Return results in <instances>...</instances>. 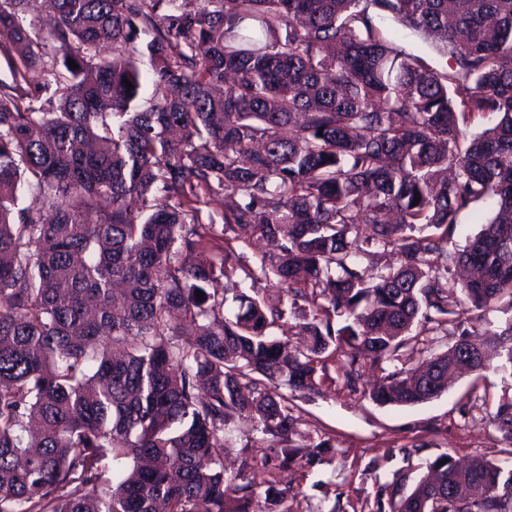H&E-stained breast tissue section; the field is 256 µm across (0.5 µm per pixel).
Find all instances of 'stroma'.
I'll use <instances>...</instances> for the list:
<instances>
[{
    "label": "stroma",
    "mask_w": 512,
    "mask_h": 512,
    "mask_svg": "<svg viewBox=\"0 0 512 512\" xmlns=\"http://www.w3.org/2000/svg\"><path fill=\"white\" fill-rule=\"evenodd\" d=\"M320 394L294 401V446L328 440L327 462L281 473L295 493L292 512H366L379 486L394 477L415 484L427 460L449 452L458 458L512 461V447L490 424L486 409L512 400V372L489 368L465 374L447 393L410 407H381L363 388H350L339 361L329 363Z\"/></svg>",
    "instance_id": "obj_1"
}]
</instances>
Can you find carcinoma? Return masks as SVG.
Instances as JSON below:
<instances>
[{
	"label": "carcinoma",
	"instance_id": "obj_1",
	"mask_svg": "<svg viewBox=\"0 0 512 512\" xmlns=\"http://www.w3.org/2000/svg\"><path fill=\"white\" fill-rule=\"evenodd\" d=\"M35 3L0 0V512H290L293 400L330 358L354 386L414 331L455 336L378 377L380 406L512 368V320L469 317L512 311V0ZM475 116L495 122L468 138ZM251 236L278 252L240 269L277 289L214 288ZM488 418L512 444V403ZM236 420L273 448L229 471ZM426 469L374 512H512V467ZM484 211V204L479 202L475 204L473 208H469L468 210L461 212L456 232L451 242L448 243V249L450 251H458L463 249L467 243V240L470 237H473L480 230L481 224L477 217L478 213L482 214Z\"/></svg>",
	"mask_w": 512,
	"mask_h": 512
}]
</instances>
